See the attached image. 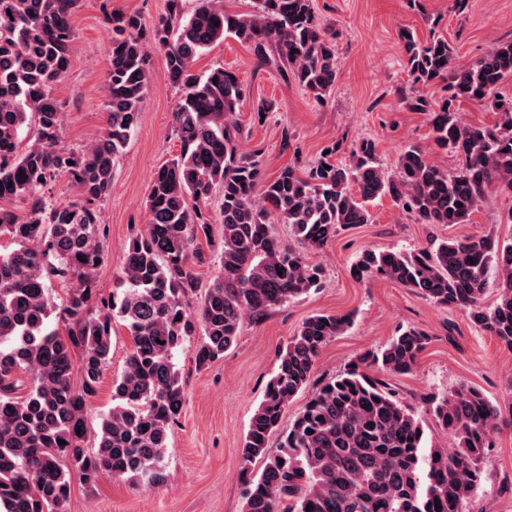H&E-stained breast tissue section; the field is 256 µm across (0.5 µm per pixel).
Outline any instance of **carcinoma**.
I'll return each mask as SVG.
<instances>
[{"label": "carcinoma", "instance_id": "carcinoma-1", "mask_svg": "<svg viewBox=\"0 0 512 512\" xmlns=\"http://www.w3.org/2000/svg\"><path fill=\"white\" fill-rule=\"evenodd\" d=\"M79 2L0 0V238L15 245L0 251V512H65L70 481L64 459L89 485L105 474L161 485L168 434L184 404L174 353L199 334L195 360L205 367L232 348L247 321L318 288L321 268L309 255L340 232L371 223L374 200L390 197L419 224H465L493 193H512V95L500 92L512 77V42L496 43L460 66L448 39L399 33L413 85H440L446 92L437 102L420 94L405 101L430 115L433 147L461 159L455 171L432 164L428 149L410 145L390 174L376 142L362 139L346 164L326 157L306 171L288 164L268 180L260 150H240L236 116L245 89L237 75L222 66L197 73L195 64L231 35L258 66L274 64L322 104L339 72L335 37L314 0H253L246 14L226 12L219 0H200L187 19L179 0H168L172 10L155 40L164 49L167 80L181 91L173 112L180 154L153 173L146 231L132 238L124 255L122 297L98 300L91 280L103 261L99 206L138 122L150 51L138 14L109 16L106 129L85 153L66 151L54 90L71 67ZM464 101L488 107L497 120L461 122ZM32 123L36 136L24 147L21 133ZM60 172L76 188V200L67 205L41 192ZM216 188L222 192L219 271L203 282L194 266L206 261L202 244H211V221L201 204ZM17 198L26 201L23 215L9 206ZM274 222L288 225L294 246L272 236ZM351 273L358 280L385 278L437 306L455 307L512 352L509 239L431 236L410 252L364 249ZM51 277L72 282L59 312L67 324L63 334L49 324ZM493 285L496 300L489 306ZM354 318L314 314L280 352L241 449L244 512H466L489 448L512 421V404L505 408L459 383L442 395L422 396L419 411L390 383L368 374L373 365L391 374L414 368L430 341L414 326L320 384L279 453H268L288 405L312 384L323 347ZM116 320L132 348L90 452L77 430H86ZM76 366L78 386L72 384ZM426 414L448 433L450 448L427 446ZM258 460L259 474L252 468Z\"/></svg>", "mask_w": 512, "mask_h": 512}]
</instances>
